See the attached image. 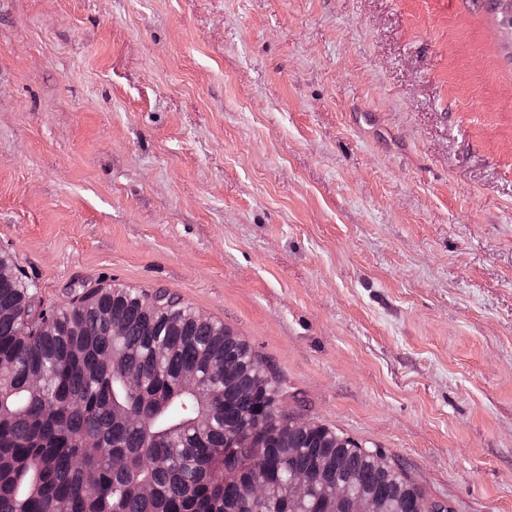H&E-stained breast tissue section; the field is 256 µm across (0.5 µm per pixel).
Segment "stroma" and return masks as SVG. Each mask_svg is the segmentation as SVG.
<instances>
[{"instance_id":"35a3bbf8","label":"stroma","mask_w":512,"mask_h":512,"mask_svg":"<svg viewBox=\"0 0 512 512\" xmlns=\"http://www.w3.org/2000/svg\"><path fill=\"white\" fill-rule=\"evenodd\" d=\"M166 291L297 419L512 512V44L485 0H0V254Z\"/></svg>"}]
</instances>
